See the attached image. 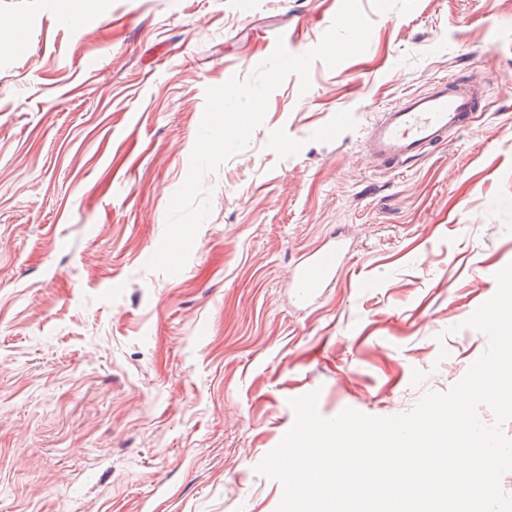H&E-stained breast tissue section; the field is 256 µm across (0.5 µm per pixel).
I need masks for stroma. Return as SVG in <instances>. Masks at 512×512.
<instances>
[{"label": "stroma", "mask_w": 512, "mask_h": 512, "mask_svg": "<svg viewBox=\"0 0 512 512\" xmlns=\"http://www.w3.org/2000/svg\"><path fill=\"white\" fill-rule=\"evenodd\" d=\"M366 50L288 75L248 146L203 179L178 273L148 270L207 88L341 0H0V512H276L257 473L318 392L332 418L411 411L488 346L466 320L512 263V0H362ZM471 124L379 168V111L439 77ZM349 252L300 306L312 251Z\"/></svg>", "instance_id": "obj_1"}]
</instances>
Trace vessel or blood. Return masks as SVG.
<instances>
[{"instance_id": "b4317fda", "label": "vessel or blood", "mask_w": 512, "mask_h": 512, "mask_svg": "<svg viewBox=\"0 0 512 512\" xmlns=\"http://www.w3.org/2000/svg\"><path fill=\"white\" fill-rule=\"evenodd\" d=\"M480 104L475 88L458 80L438 81L425 93L406 95L382 110L364 140L366 153L383 166L421 156L468 124ZM348 253L343 241L311 253L294 273V299L302 305L318 296Z\"/></svg>"}]
</instances>
